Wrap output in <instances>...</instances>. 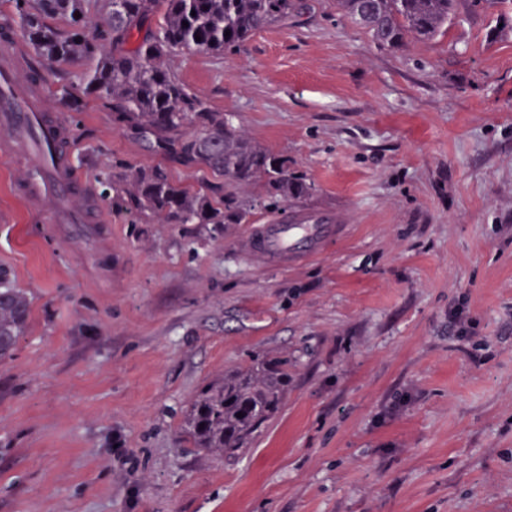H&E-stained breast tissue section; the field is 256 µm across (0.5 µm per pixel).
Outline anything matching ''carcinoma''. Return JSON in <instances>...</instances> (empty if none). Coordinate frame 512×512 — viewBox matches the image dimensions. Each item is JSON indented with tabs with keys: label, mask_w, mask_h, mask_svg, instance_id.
I'll list each match as a JSON object with an SVG mask.
<instances>
[{
	"label": "carcinoma",
	"mask_w": 512,
	"mask_h": 512,
	"mask_svg": "<svg viewBox=\"0 0 512 512\" xmlns=\"http://www.w3.org/2000/svg\"><path fill=\"white\" fill-rule=\"evenodd\" d=\"M21 35L48 64L79 61L77 86L112 104L126 131L156 153L203 165L237 183L265 181L268 207L309 196L313 184L240 134L162 64L176 48L226 53L255 30L288 14L296 0H104V21L91 13L97 0H13ZM454 0H336V8L380 46L435 38L448 27ZM80 17H75V13ZM162 22H155L156 14ZM188 26H182V23ZM201 40H196L195 36ZM100 197L124 194L130 209L164 224H240L248 212L228 191L213 196L172 182L158 167L100 177ZM29 301L10 270L0 266V359L14 348ZM288 391V364L254 359L207 385L183 421L195 448L231 457L280 408ZM243 417H238V414Z\"/></svg>",
	"instance_id": "carcinoma-1"
}]
</instances>
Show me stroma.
Masks as SVG:
<instances>
[{
  "mask_svg": "<svg viewBox=\"0 0 512 512\" xmlns=\"http://www.w3.org/2000/svg\"><path fill=\"white\" fill-rule=\"evenodd\" d=\"M298 9L233 54L166 65L312 193L346 236L293 269L238 248L269 217L102 224L28 206L0 158V266L30 302L0 360V512H512V0H455L448 28L378 47L336 9ZM91 191L105 167L211 169L153 153L83 95L67 113ZM288 362L279 411L236 457L183 417L249 356Z\"/></svg>",
  "mask_w": 512,
  "mask_h": 512,
  "instance_id": "obj_1",
  "label": "stroma"
}]
</instances>
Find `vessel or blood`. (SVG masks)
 <instances>
[{"instance_id": "vessel-or-blood-1", "label": "vessel or blood", "mask_w": 512, "mask_h": 512, "mask_svg": "<svg viewBox=\"0 0 512 512\" xmlns=\"http://www.w3.org/2000/svg\"><path fill=\"white\" fill-rule=\"evenodd\" d=\"M69 131L44 95L34 90L16 52L0 53V156L25 161V198L49 209L57 224L104 223L103 213L87 211L91 194L68 151ZM347 230L344 215L297 210L254 225L239 249L262 267L297 265L318 258Z\"/></svg>"}]
</instances>
